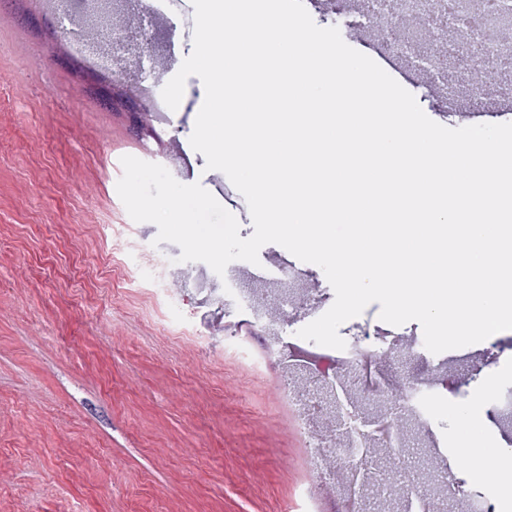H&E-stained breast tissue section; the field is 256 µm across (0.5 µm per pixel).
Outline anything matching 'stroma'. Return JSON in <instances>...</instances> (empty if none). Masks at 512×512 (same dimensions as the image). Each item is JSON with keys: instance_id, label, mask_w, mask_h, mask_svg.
I'll return each mask as SVG.
<instances>
[{"instance_id": "35a3bbf8", "label": "stroma", "mask_w": 512, "mask_h": 512, "mask_svg": "<svg viewBox=\"0 0 512 512\" xmlns=\"http://www.w3.org/2000/svg\"><path fill=\"white\" fill-rule=\"evenodd\" d=\"M127 34L119 66L138 91L113 95L99 71L75 60L71 32L43 0H0V512H298L313 484L312 449L291 425L280 367L264 336L242 337L260 372L243 366L211 333L200 298L221 278L203 262H179V246L134 222L116 185L131 155L166 167L183 184L213 190L224 174L189 148L205 90L189 77L177 110L156 112L161 91L193 50L194 7L170 0H111ZM152 22L155 57L136 34ZM439 124L471 125L484 101L449 105L426 84H408ZM186 146L170 155L167 142ZM178 273V300L155 293L141 253ZM246 285L289 308L314 290L318 311L335 293L318 266L269 243ZM293 287L277 286L278 262ZM379 303L339 329L345 341L382 338L385 373L419 378L444 370L455 391L423 394L404 419L403 445L421 487L447 501L439 473L465 482L447 442L449 405L480 400L487 445L512 448V330L439 354L421 325L395 327ZM496 375L494 387H485Z\"/></svg>"}]
</instances>
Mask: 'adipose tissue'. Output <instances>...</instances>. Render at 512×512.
I'll use <instances>...</instances> for the list:
<instances>
[{"instance_id":"adipose-tissue-1","label":"adipose tissue","mask_w":512,"mask_h":512,"mask_svg":"<svg viewBox=\"0 0 512 512\" xmlns=\"http://www.w3.org/2000/svg\"><path fill=\"white\" fill-rule=\"evenodd\" d=\"M457 421L455 445L467 463L469 474L473 480L484 477L488 464H496L498 487L501 492L512 495V449L492 448L488 451L476 449L474 439L479 425V407L471 404L454 411Z\"/></svg>"}]
</instances>
